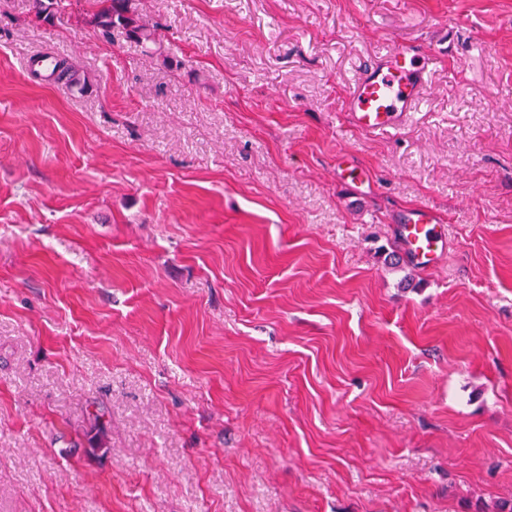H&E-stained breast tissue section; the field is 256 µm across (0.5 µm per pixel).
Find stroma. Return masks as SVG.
<instances>
[{"label":"stroma","mask_w":512,"mask_h":512,"mask_svg":"<svg viewBox=\"0 0 512 512\" xmlns=\"http://www.w3.org/2000/svg\"><path fill=\"white\" fill-rule=\"evenodd\" d=\"M134 5L156 54L0 0V512L512 505V0ZM417 205L448 248L391 266ZM436 53L401 43L366 68L349 94L345 112L351 125L364 133L399 131L421 100Z\"/></svg>","instance_id":"1"}]
</instances>
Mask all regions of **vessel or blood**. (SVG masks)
Returning <instances> with one entry per match:
<instances>
[{
    "instance_id": "1",
    "label": "vessel or blood",
    "mask_w": 512,
    "mask_h": 512,
    "mask_svg": "<svg viewBox=\"0 0 512 512\" xmlns=\"http://www.w3.org/2000/svg\"><path fill=\"white\" fill-rule=\"evenodd\" d=\"M435 63V52L412 43L382 55L360 74L346 100L351 125L368 134L401 130L421 100ZM396 222L402 252L415 265L431 267L446 251L448 234L433 208L402 210Z\"/></svg>"
}]
</instances>
